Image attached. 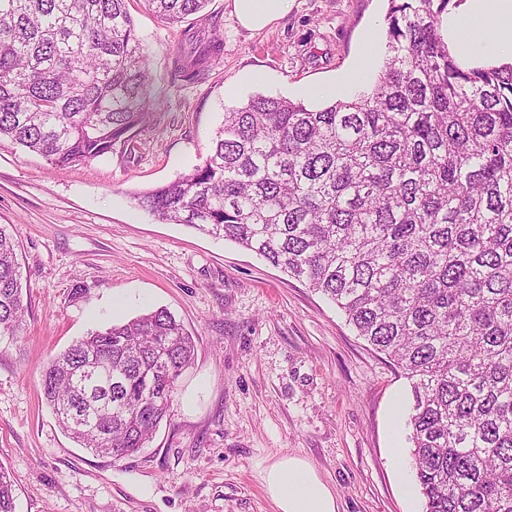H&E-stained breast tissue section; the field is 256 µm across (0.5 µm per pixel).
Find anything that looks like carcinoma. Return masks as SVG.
Instances as JSON below:
<instances>
[{
	"label": "carcinoma",
	"instance_id": "cac0c4a2",
	"mask_svg": "<svg viewBox=\"0 0 512 512\" xmlns=\"http://www.w3.org/2000/svg\"><path fill=\"white\" fill-rule=\"evenodd\" d=\"M126 0H0V138L54 165L131 145L161 102ZM168 23L209 0H144ZM452 0H389L373 86L322 108L257 95L224 112L193 172L136 205L250 250L326 296L409 380L425 512H512V63L461 67ZM174 75L221 57L183 31ZM17 247L0 224V337L23 326ZM193 337L166 309L57 354L42 395L80 447L117 462L169 416ZM0 512H14L0 466Z\"/></svg>",
	"mask_w": 512,
	"mask_h": 512
}]
</instances>
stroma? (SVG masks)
<instances>
[{"label":"stroma","instance_id":"obj_1","mask_svg":"<svg viewBox=\"0 0 512 512\" xmlns=\"http://www.w3.org/2000/svg\"><path fill=\"white\" fill-rule=\"evenodd\" d=\"M127 9L162 101L134 153L56 166L0 139V224L19 245L23 331L0 341V465L15 512H274L261 470L305 458L339 512H423L411 468L410 384L337 307L253 252L157 220L137 194L202 164L226 108L303 100L354 64L387 0H294L261 31L211 0L224 52L176 81L181 25ZM265 83L234 85L243 72ZM157 308L193 336L171 412L137 454L112 461L59 428L41 393L49 361L92 330Z\"/></svg>","mask_w":512,"mask_h":512}]
</instances>
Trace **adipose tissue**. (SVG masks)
Returning a JSON list of instances; mask_svg holds the SVG:
<instances>
[{
    "label": "adipose tissue",
    "mask_w": 512,
    "mask_h": 512,
    "mask_svg": "<svg viewBox=\"0 0 512 512\" xmlns=\"http://www.w3.org/2000/svg\"><path fill=\"white\" fill-rule=\"evenodd\" d=\"M292 0H232L239 22L261 30L287 14ZM462 67L497 56L512 61V0H466L465 15L444 18ZM261 481L276 512H338L336 497L312 465L287 455L263 468Z\"/></svg>",
    "instance_id": "obj_1"
}]
</instances>
